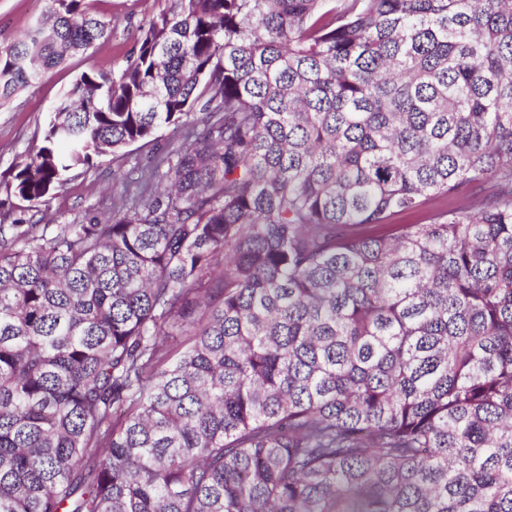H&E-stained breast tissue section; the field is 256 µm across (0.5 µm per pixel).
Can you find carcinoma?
<instances>
[{"label":"carcinoma","instance_id":"obj_1","mask_svg":"<svg viewBox=\"0 0 512 512\" xmlns=\"http://www.w3.org/2000/svg\"><path fill=\"white\" fill-rule=\"evenodd\" d=\"M111 33L48 0L0 106ZM4 180L0 512H512V0H179ZM178 144V135L171 128H163L150 143H137L117 156L100 159L94 168L75 171L46 205L12 201L16 207L27 209L33 224H72L85 214L104 222L112 217V198L135 181L154 157Z\"/></svg>","mask_w":512,"mask_h":512}]
</instances>
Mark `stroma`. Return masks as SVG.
Here are the masks:
<instances>
[{"instance_id": "stroma-1", "label": "stroma", "mask_w": 512, "mask_h": 512, "mask_svg": "<svg viewBox=\"0 0 512 512\" xmlns=\"http://www.w3.org/2000/svg\"><path fill=\"white\" fill-rule=\"evenodd\" d=\"M176 4L177 0H96L95 10L112 19L111 36L86 54L45 71L34 88L0 107V175L39 145L38 132L48 113L76 77L92 67L111 72L123 69L142 29ZM47 7V0H0V44L24 34ZM177 144L172 129H161L152 142L137 143L117 156L100 159L94 168L75 171L49 203L28 206L26 215L36 224H70L87 214L107 220L113 197L139 177L154 157Z\"/></svg>"}]
</instances>
